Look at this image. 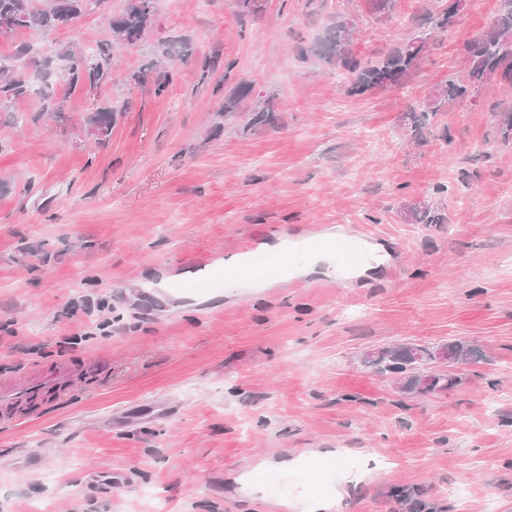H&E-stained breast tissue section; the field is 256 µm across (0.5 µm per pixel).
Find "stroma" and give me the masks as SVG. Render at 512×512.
Masks as SVG:
<instances>
[{"instance_id": "1", "label": "stroma", "mask_w": 512, "mask_h": 512, "mask_svg": "<svg viewBox=\"0 0 512 512\" xmlns=\"http://www.w3.org/2000/svg\"><path fill=\"white\" fill-rule=\"evenodd\" d=\"M447 3L395 0L381 23L368 0H260L254 16L154 0L149 37L114 49L98 100L120 114L100 143L56 50L109 39L126 0L0 36L4 61L34 46L29 68L65 101L54 119L35 98L0 112V384L78 374L56 404L0 423V512H305L328 494L329 512H404L403 492L425 512H512V93L485 84L419 129L410 115L501 2L470 0L403 85L375 93L348 94L339 68L297 50L349 17L353 51L374 58ZM167 40L190 53L166 92L127 84ZM215 50L235 64L219 89L197 64ZM241 82L250 96L221 113ZM267 103L275 124L251 123ZM415 207L442 223H416ZM339 224L371 233L379 261L323 288ZM249 243L263 273L225 264L220 290L166 295ZM454 338L483 357L439 396H403L359 362Z\"/></svg>"}]
</instances>
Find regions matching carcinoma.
<instances>
[{
    "label": "carcinoma",
    "mask_w": 512,
    "mask_h": 512,
    "mask_svg": "<svg viewBox=\"0 0 512 512\" xmlns=\"http://www.w3.org/2000/svg\"><path fill=\"white\" fill-rule=\"evenodd\" d=\"M37 0H0V19L6 21L4 34L18 29L49 31L58 27V13L63 11L75 17L97 8L102 0H48V6L39 8ZM502 7L496 16V29L484 36L480 42L466 39L462 43L460 57L464 64L463 75L448 78V82L427 98L423 116L445 110L448 102L465 98L483 84L497 81L512 87V0H501ZM154 17L153 0H127L123 10L108 17L112 39L96 46L92 51L67 48L60 53L62 68L59 79L71 93L78 92L89 99H96L98 91L113 79L114 43L131 45L143 42ZM353 23L342 19L329 28L324 37L312 47L298 46L301 57L315 56L339 67L348 81L347 91L351 95H363L375 89L383 90L398 85L413 70L417 69L427 52L422 47L415 53L406 51L400 44L387 54L375 59L362 60L350 49ZM187 52L186 44L168 41L163 44L161 58H153L148 69L156 70L159 60L181 56ZM224 68L223 80L227 81L233 64H221L217 54L204 57L200 62V82H205L219 69ZM49 72L32 75L21 72L15 64L0 63V109L12 107L28 97L42 100V111L49 115L60 112L64 100L56 99L47 92ZM252 87L240 83L232 94L224 98L222 112H235L243 99L251 94ZM117 120V110L110 106L91 108L85 118V129L97 141L107 138ZM364 366L378 374L405 373L404 354L394 353L390 366L381 369L373 359L364 360ZM459 374H441L430 378L426 386L418 387L411 377L402 380L400 392L426 396L447 392L459 386Z\"/></svg>",
    "instance_id": "1"
}]
</instances>
